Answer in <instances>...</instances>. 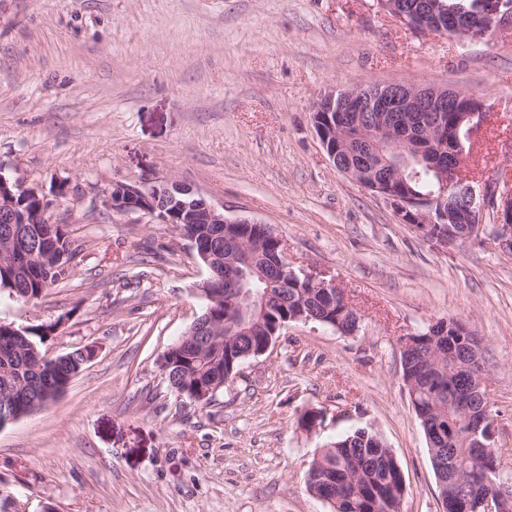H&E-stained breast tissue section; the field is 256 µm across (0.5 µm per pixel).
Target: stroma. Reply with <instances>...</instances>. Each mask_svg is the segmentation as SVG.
<instances>
[{
	"label": "stroma",
	"instance_id": "1",
	"mask_svg": "<svg viewBox=\"0 0 512 512\" xmlns=\"http://www.w3.org/2000/svg\"><path fill=\"white\" fill-rule=\"evenodd\" d=\"M390 81L483 98L471 166L512 183V29L463 44L376 0H0V173L42 189L76 250L41 300L0 291V320L53 325L48 357L94 353L0 427V512H330L308 470L358 429L392 449L400 512H442L401 340L448 319L482 342L512 487V256L424 238L313 127L326 93ZM167 180L273 227L295 266L343 289L357 331L289 323L208 405L177 396L160 358L201 315L209 272L171 225L103 204L113 183ZM310 408L324 412L311 433Z\"/></svg>",
	"mask_w": 512,
	"mask_h": 512
}]
</instances>
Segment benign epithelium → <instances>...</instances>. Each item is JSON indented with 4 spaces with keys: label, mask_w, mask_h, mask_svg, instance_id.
Returning <instances> with one entry per match:
<instances>
[{
    "label": "benign epithelium",
    "mask_w": 512,
    "mask_h": 512,
    "mask_svg": "<svg viewBox=\"0 0 512 512\" xmlns=\"http://www.w3.org/2000/svg\"><path fill=\"white\" fill-rule=\"evenodd\" d=\"M425 6L418 12H407L400 0H380V10L399 18L404 24L419 31L427 27L439 28V32L455 37L465 43L478 42L486 38L494 27H512V14L500 11L497 0H484L480 10L474 13L456 11L447 7L443 0H424ZM462 113L466 121L465 135L486 122L488 108L471 93L455 90L444 83L413 86L399 81L370 87H352L339 92L326 94L314 107L312 119L316 134L330 160L343 153H354L353 144L362 139L370 140L376 147V157L368 163H353L339 166V171L362 187L380 196L398 217L406 224L413 225L423 237L448 244L489 237L496 248L512 255V188L500 190L486 184L478 192L473 186L474 179L462 173L442 179L439 201H457L458 209L453 219L441 210L416 203L393 181L382 178L380 170L387 163V155L413 150L423 154L425 147L409 143L396 132L387 121L390 112H447ZM338 112L362 114L353 121H336ZM105 203L115 214L140 213L150 221L159 224H213L215 231L207 238L193 239L191 245L197 257L207 266L216 259L218 243L224 241V225L252 224L254 220L245 217H227L224 211L211 205L203 197L189 188L175 182L126 183L116 182L108 191ZM52 202L36 186H28L12 180L0 172V224H48ZM491 213L492 223L476 224L474 216ZM49 254L38 251L28 239L12 236L0 252V266L6 264L16 272L29 273L45 266ZM300 273L315 288L330 293L336 288L334 280H327L313 271L304 268ZM201 297L214 309L224 303V277L207 279L200 288ZM238 299L250 307H267L269 292L255 288H243ZM459 335L448 339V373L457 371V351L466 347L479 360L481 344L462 325L457 324ZM224 335V321L196 320L186 336L173 343L171 348L202 350L207 343L201 337ZM481 404L482 415L477 418L467 416L470 428L467 442L471 444L469 461L482 466L485 479L481 489L473 496L466 507L468 512H512V493H507L504 485L497 481L498 467L489 463L495 457L492 427L485 394V378L474 376L472 384L465 392L454 395V405L468 408ZM438 473L453 479L459 475L462 466L454 454L443 455L437 461Z\"/></svg>",
    "instance_id": "1"
}]
</instances>
